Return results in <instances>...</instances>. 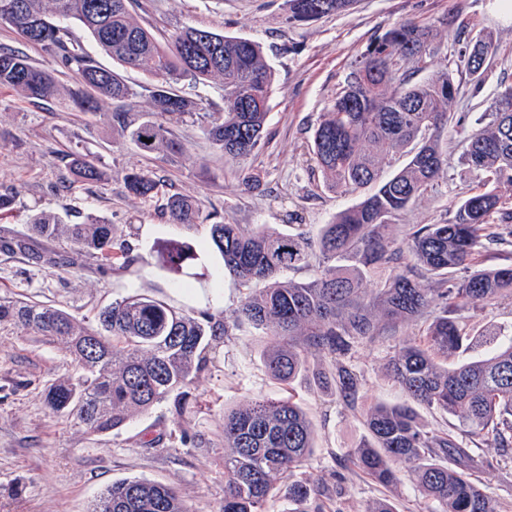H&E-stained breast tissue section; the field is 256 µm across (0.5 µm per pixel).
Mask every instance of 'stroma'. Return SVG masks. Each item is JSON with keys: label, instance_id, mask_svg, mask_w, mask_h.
Here are the masks:
<instances>
[{"label": "stroma", "instance_id": "35a3bbf8", "mask_svg": "<svg viewBox=\"0 0 512 512\" xmlns=\"http://www.w3.org/2000/svg\"><path fill=\"white\" fill-rule=\"evenodd\" d=\"M129 11L140 24L166 41L174 29L191 25L257 41L274 70L264 146L238 164L205 139L192 121L171 128L186 144L190 158L142 154L113 129L111 112L122 108L130 125L146 117L149 78L124 72L136 97L106 111H72L66 97L33 102L0 87V192L14 191L13 208L0 215V237L26 233L31 216L46 211L70 224L94 214L120 234H130L144 262L139 273L99 265L91 259L63 269L36 262V254L55 249L35 238L29 254L0 251V298L30 299L53 305L85 325L97 312L128 294L164 291L188 310L221 311L233 322L244 294L225 272L218 253L204 249L202 231L170 222L166 203L184 196L201 205L203 224L226 222L248 230L268 224L294 234H317L322 225L358 202V195L332 191L323 184L310 152L313 129L343 82L354 58L376 36L404 21L440 22L444 54L458 52L469 32L492 33L499 50L488 66L479 93L462 89L455 106L472 126L488 109L500 85L512 83V0H354L350 9L308 22L288 23L285 0H131ZM98 158L109 180L75 183L65 159L72 149ZM464 143H448V172L436 191L396 217L392 234L405 239L413 226L450 220L465 191L477 182L460 162ZM260 177L259 188L244 185L245 169ZM152 171L158 188L152 197L130 195L127 173ZM187 244L192 259L178 270H159L166 242ZM471 344L463 356L480 358L496 341L512 336V299L478 305L467 313ZM420 322L400 323L395 331L359 346L350 360L358 378L354 407L340 403L334 390L307 381L293 383L297 400L317 429V446L300 470L318 485L327 512H371L390 497L398 512H428L429 504L411 482L393 489L371 482L351 462L350 452L367 438L362 414L372 405L395 404L402 392L386 364L400 339L418 338ZM270 336L243 326L213 350L208 368L189 392L202 407L191 417L197 444L182 443V421L160 404L110 434L94 436L73 419L52 413L44 390L72 373L71 358L56 340L15 325L0 326V512H87L112 483L147 479L175 487L190 512L224 508V410L261 395L278 399L282 385L269 378L261 359ZM163 435L157 447L141 444L144 433Z\"/></svg>", "mask_w": 512, "mask_h": 512}]
</instances>
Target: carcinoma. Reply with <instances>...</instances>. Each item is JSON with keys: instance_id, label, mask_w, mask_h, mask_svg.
<instances>
[{"instance_id": "1", "label": "carcinoma", "mask_w": 512, "mask_h": 512, "mask_svg": "<svg viewBox=\"0 0 512 512\" xmlns=\"http://www.w3.org/2000/svg\"><path fill=\"white\" fill-rule=\"evenodd\" d=\"M130 0H0V19L10 18L21 41L46 51L77 75L81 89L70 93L79 112H100L107 101L122 102L136 90L119 73L101 66L78 45L69 23L79 24L95 47L126 70L153 78L148 119L135 127L121 112L112 116L121 133L147 154L187 156L171 138L170 126L192 117L203 135L235 162L259 147L269 112L271 67L259 43L185 25L165 49L153 32L133 20ZM353 0H287L288 21H310L346 11ZM444 24V21H439ZM437 24V25H439ZM434 23L405 21L377 36L355 60L314 128V163L332 190L367 193L323 225L317 237L284 234L257 224L248 234L238 224L209 225L208 245L216 250L244 291L237 320L202 310L185 311L170 296L131 294L103 308L90 330L68 312L49 305L0 301V324L10 323L50 336L72 358L73 375L51 383L45 403L75 419L92 435L109 433L138 413L167 402L183 418L198 406L187 388L206 365V353L247 323L275 338L263 360L270 377L289 386L307 368L306 353L336 363L334 386L341 402L354 406L358 378L345 364L355 349L381 335L378 318L394 328L408 320L427 323L420 340L402 339L388 364L404 401L376 404L364 419L370 440L351 450L353 464L373 482L390 487L407 477L431 504V512H499L474 482L478 470H494L512 456V338L486 358L448 364L468 346L463 313L477 303L512 298V265L483 267L460 281L474 256L512 247V206L500 193L512 186V84L497 91L481 126L469 129L452 106L459 93L456 75L482 79L496 55L493 36L483 30L458 51L454 67L431 77L412 76L432 64L440 50ZM217 81L223 107L194 100L182 91ZM0 87L29 100L59 95L56 73L33 65L19 50L0 45ZM464 135L461 163L479 177L461 200L454 219L416 225L403 241L392 221L431 192L448 170L445 130ZM149 142H144V139ZM404 153L406 163L389 179L384 166ZM75 182L102 181L98 160L69 152ZM129 193L149 198L157 189L150 171L125 177ZM174 224L196 226L199 204L188 197L168 202ZM30 234L3 240L7 251L26 253L31 235L63 240L71 252L46 262L68 267L90 257L102 266L136 272L142 258L112 225L88 214L65 224L45 212L32 215ZM188 255L177 243L159 264L178 269ZM307 268L305 281L287 273ZM377 279L376 287L366 283ZM436 409L459 421L434 433L419 421L415 406ZM313 421L294 399L256 397L224 409V512H265L272 498L318 503L316 485L296 476L315 448ZM490 440L494 456H475L469 444ZM406 465L404 474L394 464ZM88 512H189L171 487L144 479L121 480L103 492Z\"/></svg>"}]
</instances>
